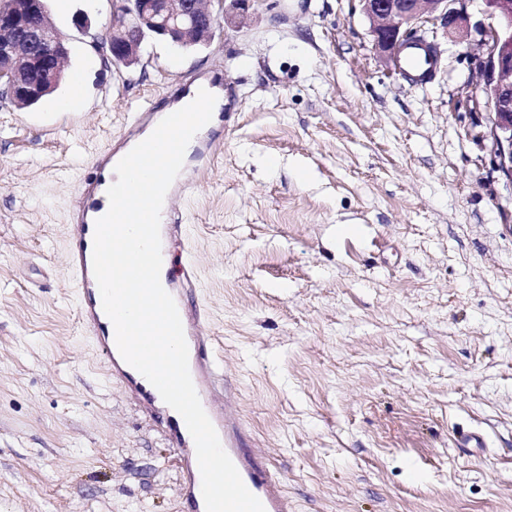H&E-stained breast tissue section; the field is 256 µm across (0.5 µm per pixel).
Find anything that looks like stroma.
I'll return each mask as SVG.
<instances>
[{"label":"stroma","mask_w":512,"mask_h":512,"mask_svg":"<svg viewBox=\"0 0 512 512\" xmlns=\"http://www.w3.org/2000/svg\"><path fill=\"white\" fill-rule=\"evenodd\" d=\"M119 4L46 0L66 78L0 98V512H187L175 450L79 321L66 249L132 112L216 73L234 127L184 204L193 298L291 512H512V181L468 100L476 39L426 30L441 63L412 82L357 0H274L125 67L96 49Z\"/></svg>","instance_id":"1"}]
</instances>
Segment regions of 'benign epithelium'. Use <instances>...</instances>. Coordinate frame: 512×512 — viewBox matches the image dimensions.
<instances>
[{"label": "benign epithelium", "instance_id": "7a95c632", "mask_svg": "<svg viewBox=\"0 0 512 512\" xmlns=\"http://www.w3.org/2000/svg\"><path fill=\"white\" fill-rule=\"evenodd\" d=\"M265 0H122L112 36L103 40L115 63H138L140 45L160 40L171 45L208 46L223 27L239 28ZM459 0H358L380 61L400 68L408 46L421 47L437 68L439 46L417 41L418 32L433 25L464 32ZM485 20L475 25L485 50L475 100L489 111L488 137L496 167L512 181V0H482ZM69 55L66 38L47 18L44 0H6L0 6V91L17 105L37 101L56 84ZM43 71L37 83L33 75Z\"/></svg>", "mask_w": 512, "mask_h": 512}]
</instances>
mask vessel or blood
<instances>
[{
    "instance_id": "obj_1",
    "label": "vessel or blood",
    "mask_w": 512,
    "mask_h": 512,
    "mask_svg": "<svg viewBox=\"0 0 512 512\" xmlns=\"http://www.w3.org/2000/svg\"><path fill=\"white\" fill-rule=\"evenodd\" d=\"M221 145L218 136L197 137L185 154L182 170L165 197L160 222V281L176 303L189 350L190 374L224 450L247 489L261 501L265 512H289L280 478L258 450L236 406L235 390L217 375L218 365L214 357L213 339L207 333L205 310L200 304L188 301L195 289L197 263L175 250L186 235V226L182 222L183 203L192 190L188 182L191 164L200 157L212 154ZM120 159L119 148L110 147L99 156L94 176L84 183L77 218L68 242L67 263L80 293L79 316L82 326L105 357L113 379L122 383L140 404L157 407L163 402L158 390L130 366L117 349L113 339L114 325L103 310L92 268L95 223L108 200L107 191L115 180L112 169Z\"/></svg>"
}]
</instances>
